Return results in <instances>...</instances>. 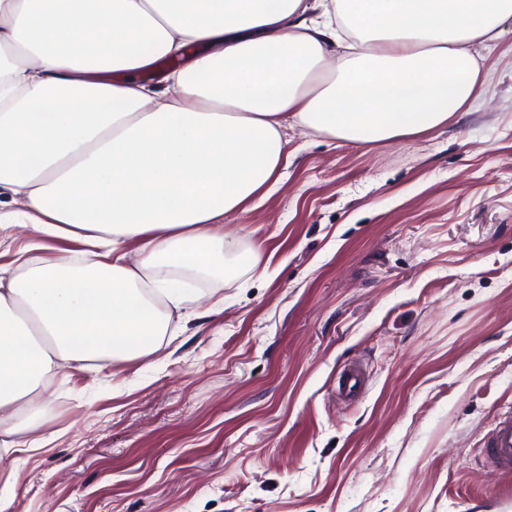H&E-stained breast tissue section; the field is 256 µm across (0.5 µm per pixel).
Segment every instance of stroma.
<instances>
[{
    "label": "stroma",
    "instance_id": "stroma-1",
    "mask_svg": "<svg viewBox=\"0 0 512 512\" xmlns=\"http://www.w3.org/2000/svg\"><path fill=\"white\" fill-rule=\"evenodd\" d=\"M483 98L410 140L287 129L199 318L153 355L66 370L9 512H477L512 497L482 437L512 406V33ZM360 395L337 393L345 368Z\"/></svg>",
    "mask_w": 512,
    "mask_h": 512
}]
</instances>
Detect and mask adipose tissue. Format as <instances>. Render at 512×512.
<instances>
[{
	"label": "adipose tissue",
	"instance_id": "adipose-tissue-1",
	"mask_svg": "<svg viewBox=\"0 0 512 512\" xmlns=\"http://www.w3.org/2000/svg\"><path fill=\"white\" fill-rule=\"evenodd\" d=\"M511 21L512 0H0V225L38 236L0 265V450L61 369L192 318L173 274L239 257L224 226L281 180L287 126L353 146L446 126ZM52 239L80 265L41 256Z\"/></svg>",
	"mask_w": 512,
	"mask_h": 512
}]
</instances>
